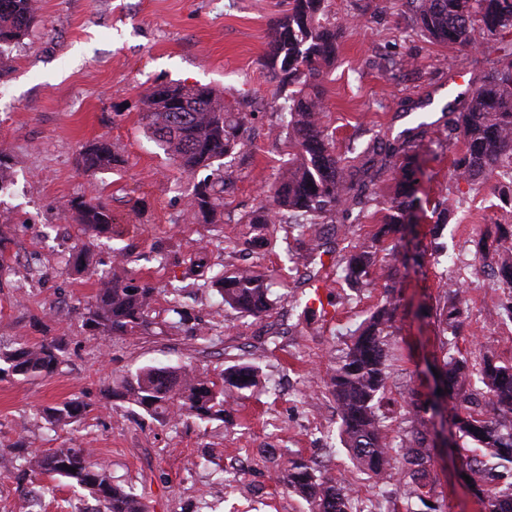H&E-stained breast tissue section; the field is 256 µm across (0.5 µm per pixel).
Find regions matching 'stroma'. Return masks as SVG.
<instances>
[{
    "instance_id": "stroma-1",
    "label": "stroma",
    "mask_w": 512,
    "mask_h": 512,
    "mask_svg": "<svg viewBox=\"0 0 512 512\" xmlns=\"http://www.w3.org/2000/svg\"><path fill=\"white\" fill-rule=\"evenodd\" d=\"M277 0H38V21L12 47L0 67V160L7 187L0 191V242L13 272L0 283V347L65 338V362L32 381L0 379V512H21L22 496L11 478L19 438L49 452L91 447L110 463L117 480L134 484L149 512H306V503L273 480L285 451L324 461L329 476L348 480L365 512H376L393 489L375 486L357 471L341 442L339 419L325 390L328 371L340 361L351 333L384 294L383 281L349 287L336 260L346 247L377 233L376 218L350 224L332 238L324 256L322 285L335 304L328 322L299 317L297 299L307 292L303 274L282 277V234L247 256L238 244L249 230L242 216L267 202L269 186L287 157L288 141L272 136L284 93L261 65ZM330 16L359 17L343 35L326 83L325 121L339 150H363L380 139L431 122L419 153V194L448 203V224L434 233L430 211L410 227L428 258L403 270L400 330L389 339L390 388L395 399L411 391L430 395L427 364L438 353L431 310L447 262L435 249L454 253L467 270L471 330L461 350L490 348L512 363V321L503 315L512 292L493 285L473 265L471 242L487 224H512L501 200L507 181L456 183L455 147L440 123L455 76L480 82L496 58L495 41L455 50L412 31L401 0H329ZM411 67L398 69L399 59ZM180 82L216 90L225 102L252 114L254 142L226 160L224 221L188 224L183 219L195 177L182 173L147 137L143 100L159 84ZM104 139L121 166L90 179L77 170L82 145ZM102 195L112 210V230L100 238V261L115 246L146 251L175 244L182 256L200 246L212 264L254 263L271 275L277 305L254 319L224 309L207 294L185 302L203 320L219 324L221 342L203 348L187 333L149 336L100 345L82 328L77 312L91 302L97 279L65 271L74 228L64 214L70 201ZM193 363L210 374L231 365L258 367V382L244 391L230 422L188 420L161 427L130 405L106 399L112 381L145 365ZM92 404L79 428L53 429L37 409L64 400ZM225 471L231 486L214 485ZM428 492L414 512H483L457 455L434 454L426 465Z\"/></svg>"
}]
</instances>
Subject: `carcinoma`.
<instances>
[{
    "label": "carcinoma",
    "instance_id": "carcinoma-1",
    "mask_svg": "<svg viewBox=\"0 0 512 512\" xmlns=\"http://www.w3.org/2000/svg\"><path fill=\"white\" fill-rule=\"evenodd\" d=\"M409 28L429 40L453 48L468 49L483 41L512 34V0H404ZM288 9L273 23L262 66L288 90L280 109V127L288 138V159L270 188L271 203L244 216L255 235L244 242L247 249L268 244L272 224L288 227L295 244H286L288 272L315 269L323 264L327 248L324 225L347 221L352 214L381 216L389 232L407 231L412 214L421 205L420 165L416 148L431 124L419 123L391 141L379 142L349 157L336 153L333 133L323 122L327 108L322 83L336 61L340 34L358 23L354 15L340 25L330 21L327 0H287ZM37 13L36 0H0V46L24 37ZM142 120L156 142L185 173L202 169L217 172L223 159L251 145L248 116L224 105V98L209 87L169 83L153 88L144 101ZM447 141L463 138L464 148L454 159L456 180L482 176L508 179L512 184V40L503 46L493 72L448 104ZM124 160L106 141L84 146L77 159L86 176L114 169ZM395 181L393 195L377 190L384 173ZM224 177L208 178L193 186L186 215L214 224L223 217ZM81 231L104 234L112 225L109 203L100 196L73 205ZM97 243L76 235L72 245V269L77 275L97 276L92 302L79 313L82 326L92 336L136 340L153 333L157 325L158 296H171L163 321L170 330L183 331L192 321L180 303L186 286L169 281L162 288L123 276L131 262L145 261L157 268L179 265L174 251L153 247L137 252L126 245L112 248V271L96 269ZM476 252L496 264L493 277L501 288H512V231L496 224L475 242ZM380 239L353 246L344 254L347 274L362 284L377 273L386 282V294L352 337L347 352L333 368L328 392L336 402L340 433L356 467L383 481L395 463L411 472L412 482L402 487L406 500L420 496L425 485L423 465L430 460L425 437L414 429L411 438L397 446L389 436L380 407L386 401L390 379L388 342L396 332L399 308L395 288L398 269L379 259ZM202 287L212 290L225 307L243 316L262 317L273 306L267 278L248 266H222ZM466 279L455 278L454 289L443 282L438 300L443 325L439 368L440 383L452 401L451 426L464 443L473 444L481 457L464 459L484 512H512V365L473 352L448 355L451 335H464L469 315ZM191 329V328H189ZM204 344L221 337L214 326L191 329ZM65 347L59 339L0 348V376L36 378L53 373L64 362ZM258 370L252 365L231 366L212 377L192 364L180 367L144 366L121 376L108 390L109 397L135 406L152 419L171 427L188 418L224 420L231 414L228 391L251 388ZM434 408L415 394L408 411L412 423L424 425L422 409ZM92 411L80 401H63L42 409L56 426L78 423ZM23 464L14 480L26 503V512H41L44 496L52 488L40 482L46 475L65 480L88 492L96 502L88 512H148L143 497L132 487L112 482L108 467L91 460L84 448H59L40 453L16 447ZM76 472H71V469ZM277 481L300 496L309 512H353V493L344 480L329 477L318 463L300 455H288L276 472Z\"/></svg>",
    "mask_w": 512,
    "mask_h": 512
}]
</instances>
